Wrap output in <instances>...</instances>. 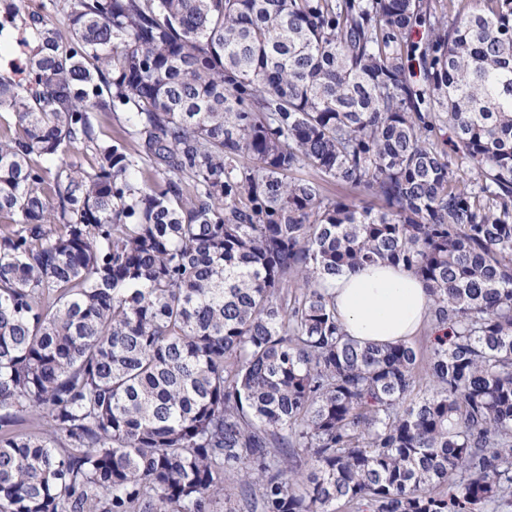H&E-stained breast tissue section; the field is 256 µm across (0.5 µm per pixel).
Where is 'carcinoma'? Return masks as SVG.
I'll return each instance as SVG.
<instances>
[{
    "label": "carcinoma",
    "instance_id": "obj_1",
    "mask_svg": "<svg viewBox=\"0 0 512 512\" xmlns=\"http://www.w3.org/2000/svg\"><path fill=\"white\" fill-rule=\"evenodd\" d=\"M20 2L0 512L511 504L512 0H63L66 36ZM121 108L132 150L100 130ZM379 261L448 331L423 390L417 349L349 338L324 291Z\"/></svg>",
    "mask_w": 512,
    "mask_h": 512
}]
</instances>
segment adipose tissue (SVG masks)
<instances>
[{
    "mask_svg": "<svg viewBox=\"0 0 512 512\" xmlns=\"http://www.w3.org/2000/svg\"><path fill=\"white\" fill-rule=\"evenodd\" d=\"M327 294L344 331L363 344L409 342L429 313L422 281L400 266L343 272L328 279Z\"/></svg>",
    "mask_w": 512,
    "mask_h": 512,
    "instance_id": "obj_1",
    "label": "adipose tissue"
}]
</instances>
